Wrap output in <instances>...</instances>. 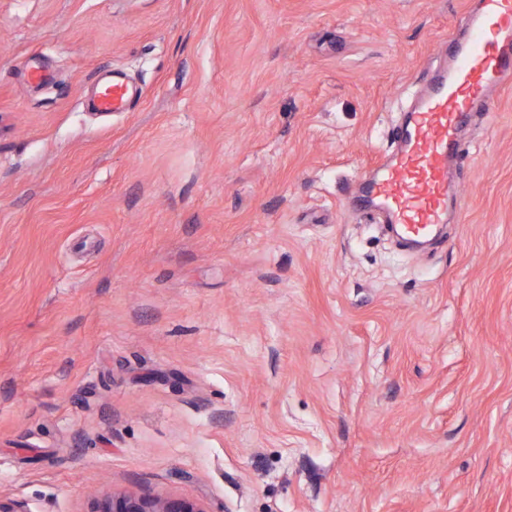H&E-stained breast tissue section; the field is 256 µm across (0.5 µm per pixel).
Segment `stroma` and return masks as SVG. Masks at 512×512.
I'll return each mask as SVG.
<instances>
[{"label":"stroma","instance_id":"obj_1","mask_svg":"<svg viewBox=\"0 0 512 512\" xmlns=\"http://www.w3.org/2000/svg\"><path fill=\"white\" fill-rule=\"evenodd\" d=\"M472 5L0 0L1 502L512 512V84L425 249L349 204ZM95 87L93 106L100 112H126L130 108L132 91L114 73L100 74ZM93 512H200L183 500H164L130 494L112 495L98 502Z\"/></svg>","mask_w":512,"mask_h":512}]
</instances>
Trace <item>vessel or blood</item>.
Segmentation results:
<instances>
[{
  "label": "vessel or blood",
  "instance_id": "b4317fda",
  "mask_svg": "<svg viewBox=\"0 0 512 512\" xmlns=\"http://www.w3.org/2000/svg\"><path fill=\"white\" fill-rule=\"evenodd\" d=\"M464 38L448 37V64L435 71L393 130L395 153L364 181L361 205L384 214L410 237L430 234L448 215V169L471 113L491 111L512 82V0H476L460 20ZM132 91L115 74L99 75L94 107L125 112Z\"/></svg>",
  "mask_w": 512,
  "mask_h": 512
}]
</instances>
